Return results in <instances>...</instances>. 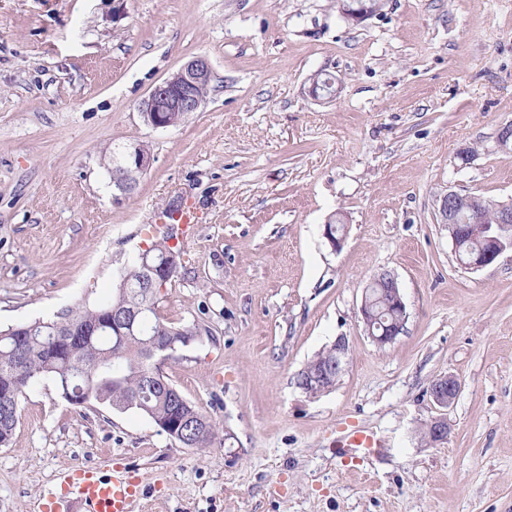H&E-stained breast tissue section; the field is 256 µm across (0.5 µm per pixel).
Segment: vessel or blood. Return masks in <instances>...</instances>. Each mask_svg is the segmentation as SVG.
I'll use <instances>...</instances> for the list:
<instances>
[{"mask_svg": "<svg viewBox=\"0 0 512 512\" xmlns=\"http://www.w3.org/2000/svg\"><path fill=\"white\" fill-rule=\"evenodd\" d=\"M157 224H195L199 215L193 205L176 212L159 211L153 217ZM344 448H378L382 441L372 433L353 430L344 434ZM61 494L46 499L39 512H134L141 494V483L133 471L113 465L110 473L87 469L69 473Z\"/></svg>", "mask_w": 512, "mask_h": 512, "instance_id": "1", "label": "vessel or blood"}]
</instances>
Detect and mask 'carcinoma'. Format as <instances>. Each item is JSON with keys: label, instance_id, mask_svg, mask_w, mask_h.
Returning a JSON list of instances; mask_svg holds the SVG:
<instances>
[{"label": "carcinoma", "instance_id": "carcinoma-1", "mask_svg": "<svg viewBox=\"0 0 512 512\" xmlns=\"http://www.w3.org/2000/svg\"><path fill=\"white\" fill-rule=\"evenodd\" d=\"M473 206L488 221H493L500 208L511 207L481 195H473ZM171 236L154 238L149 245L151 257L162 263L175 261L174 274L183 267L182 252L168 245ZM142 265L135 259L120 274V282L112 299L100 306H78L37 329L38 335L24 336L20 327L0 330V447L9 445L18 421L8 411L21 405L26 391L42 379L51 380L57 390L71 381L72 371L81 366L95 375L96 387L92 396L74 400L83 406L97 404L122 411L132 410L154 424L166 423L174 417L187 425V448H209L218 436V427L211 417L189 401L168 379L154 377L148 355L155 346L167 347L174 356L188 346L196 336L194 325L172 326L157 313L159 293L145 296L135 290L140 282ZM146 307L136 324V334L119 336L113 333L111 308L132 310ZM207 426L197 430L198 418Z\"/></svg>", "mask_w": 512, "mask_h": 512}]
</instances>
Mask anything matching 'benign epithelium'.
<instances>
[{
	"label": "benign epithelium",
	"mask_w": 512,
	"mask_h": 512,
	"mask_svg": "<svg viewBox=\"0 0 512 512\" xmlns=\"http://www.w3.org/2000/svg\"><path fill=\"white\" fill-rule=\"evenodd\" d=\"M211 76L212 64L208 57L197 56L188 61L175 74L156 85L141 102L140 112L143 121L153 128H167L172 126L169 120L170 113L187 114L200 111L207 100V96L200 92V87ZM309 92L316 99H331L336 95L333 83H320L315 79L310 81ZM150 164L151 155L148 151L142 145L134 144L123 156L118 169L123 172L142 173ZM467 202V194L450 190L441 198L439 214L455 247L458 246V240L464 237L473 225L480 226L485 246L457 258L458 263L465 269L478 270L494 263L505 252L512 251V237L508 236V231L512 228V211H501L495 224H486L476 216L467 224L455 223L456 213L466 207ZM377 281L384 284L382 293L387 304L400 314L401 320L384 326L377 323L374 290L371 287L364 292L360 313L373 341L385 345L393 342L403 332L407 311L395 277L388 272H382L372 279L374 283ZM332 348L333 358L321 366L306 371V376L301 379L302 384L312 388V395L317 394L318 388L329 384L333 375L344 371L348 354L345 337H337ZM459 390L458 380L451 375L439 377L430 387L434 402L441 407L450 404L457 397Z\"/></svg>",
	"instance_id": "1"
}]
</instances>
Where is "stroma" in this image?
<instances>
[{"label": "stroma", "instance_id": "1", "mask_svg": "<svg viewBox=\"0 0 512 512\" xmlns=\"http://www.w3.org/2000/svg\"><path fill=\"white\" fill-rule=\"evenodd\" d=\"M200 55L205 107L145 125L142 99ZM320 72L332 99L308 92ZM510 122L512 0H386L358 25L336 0H0V328L109 301L154 213L192 203L157 312L200 334L161 369L222 428L186 448L41 381L0 447V512L113 462L142 482L135 512H512V253L464 269L438 214L451 189L512 201ZM126 143L152 164L122 194L104 154ZM381 271L407 311L384 346L359 313ZM340 336L342 374L309 396L298 373ZM353 427L383 451L337 453ZM459 390L458 380L451 375L439 377L430 387L434 402L441 407L450 404L457 397Z\"/></svg>", "mask_w": 512, "mask_h": 512}]
</instances>
